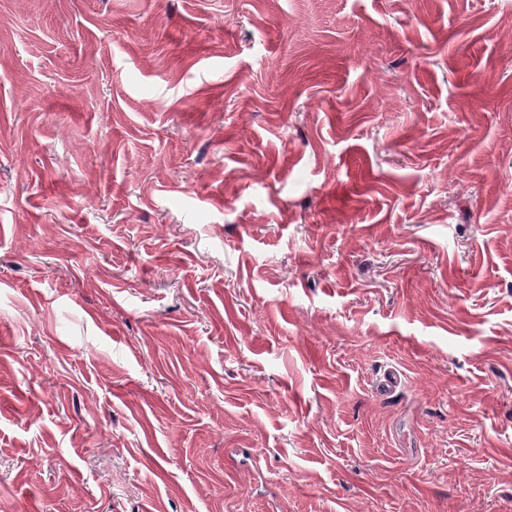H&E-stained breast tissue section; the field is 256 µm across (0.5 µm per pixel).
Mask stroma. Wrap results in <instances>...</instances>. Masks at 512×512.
<instances>
[{
	"mask_svg": "<svg viewBox=\"0 0 512 512\" xmlns=\"http://www.w3.org/2000/svg\"><path fill=\"white\" fill-rule=\"evenodd\" d=\"M0 512H512V0H0Z\"/></svg>",
	"mask_w": 512,
	"mask_h": 512,
	"instance_id": "obj_1",
	"label": "stroma"
}]
</instances>
